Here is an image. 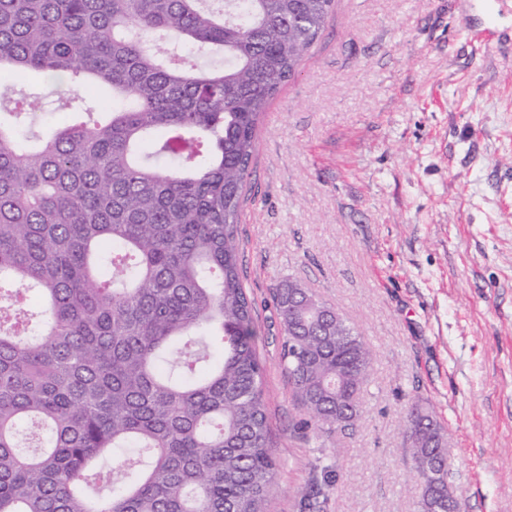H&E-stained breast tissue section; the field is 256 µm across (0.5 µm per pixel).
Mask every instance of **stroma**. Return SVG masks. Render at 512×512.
Instances as JSON below:
<instances>
[{
    "label": "stroma",
    "mask_w": 512,
    "mask_h": 512,
    "mask_svg": "<svg viewBox=\"0 0 512 512\" xmlns=\"http://www.w3.org/2000/svg\"><path fill=\"white\" fill-rule=\"evenodd\" d=\"M488 0H336L260 126L238 230L278 463L299 512L315 438L281 366L277 288L301 283L370 342L374 371L324 512H421L406 441L447 434L461 512H512V45Z\"/></svg>",
    "instance_id": "1"
}]
</instances>
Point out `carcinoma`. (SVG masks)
Segmentation results:
<instances>
[{
	"mask_svg": "<svg viewBox=\"0 0 512 512\" xmlns=\"http://www.w3.org/2000/svg\"><path fill=\"white\" fill-rule=\"evenodd\" d=\"M335 0H0V512H266L270 452L238 228L264 112ZM62 117L34 134L42 97ZM108 120L98 118L102 91ZM288 282L283 369L320 440L355 426L364 337ZM416 468L451 448L419 406ZM448 470L422 512L448 508Z\"/></svg>",
	"mask_w": 512,
	"mask_h": 512,
	"instance_id": "1",
	"label": "carcinoma"
}]
</instances>
